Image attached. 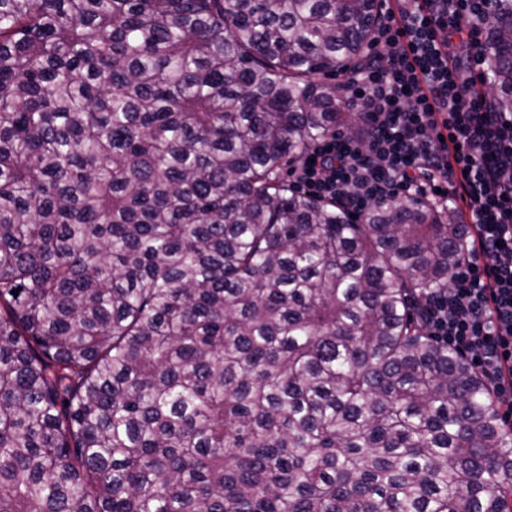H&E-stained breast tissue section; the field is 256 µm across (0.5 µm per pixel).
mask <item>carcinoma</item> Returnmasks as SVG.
<instances>
[{
    "mask_svg": "<svg viewBox=\"0 0 512 512\" xmlns=\"http://www.w3.org/2000/svg\"><path fill=\"white\" fill-rule=\"evenodd\" d=\"M376 0H0V512H512L422 301L452 211L282 181ZM512 112V0L487 17ZM18 294H12V291Z\"/></svg>",
    "mask_w": 512,
    "mask_h": 512,
    "instance_id": "carcinoma-1",
    "label": "carcinoma"
}]
</instances>
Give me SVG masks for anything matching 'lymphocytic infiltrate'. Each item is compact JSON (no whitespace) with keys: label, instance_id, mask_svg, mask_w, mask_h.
Wrapping results in <instances>:
<instances>
[{"label":"lymphocytic infiltrate","instance_id":"f902f5d3","mask_svg":"<svg viewBox=\"0 0 512 512\" xmlns=\"http://www.w3.org/2000/svg\"><path fill=\"white\" fill-rule=\"evenodd\" d=\"M489 0H379L373 47L346 80L357 135H333L294 172L360 214L390 197L448 205L466 245L423 327L475 361L512 420V113L485 90Z\"/></svg>","mask_w":512,"mask_h":512}]
</instances>
